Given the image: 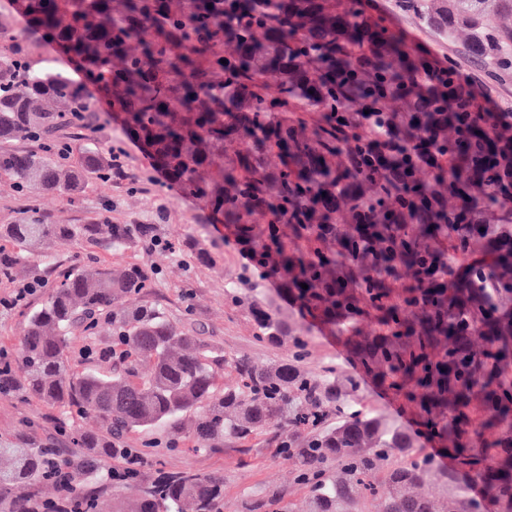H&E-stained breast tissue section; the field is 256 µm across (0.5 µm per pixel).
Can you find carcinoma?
Segmentation results:
<instances>
[{"instance_id":"cac0c4a2","label":"carcinoma","mask_w":512,"mask_h":512,"mask_svg":"<svg viewBox=\"0 0 512 512\" xmlns=\"http://www.w3.org/2000/svg\"><path fill=\"white\" fill-rule=\"evenodd\" d=\"M498 4V24L482 16ZM28 26L55 44L84 74L76 84L63 70H34L6 46L0 27V142L37 140L39 149H0V173L17 187L79 193L90 178L110 175L112 147L88 146L74 164L54 153L58 131L99 126L91 99L115 104L122 126L166 181L179 186L230 226L249 261L225 299L246 312L261 343L286 346L285 361L259 365L224 358L235 381L217 388L214 365L198 339L174 326L157 305L129 308L123 299L155 286L152 268L119 269L99 262L53 263L55 284L30 310L19 349V375L9 391L68 413H94L100 433L79 432L77 456L38 443L0 440V512H45L50 503L24 490L66 467L78 479L84 512H96L91 483L109 479L104 462L132 455L118 447L131 433L187 429L197 449L226 437L247 441L266 429L280 451L296 458L308 486L307 512H359L389 494L380 512H468L469 485L485 491V512H512V240L478 238L464 229L448 242V221L461 220L476 200L472 180L500 185L512 208V181L502 177L512 145L488 140L485 123L453 94L418 97L452 131L421 125L383 146L348 121L356 91L347 67L371 70L382 84L417 94L426 55L405 44L362 0H18ZM394 9L434 26L452 43L512 71V0H394ZM281 45L264 76L253 55ZM372 125H385L378 91L359 100ZM227 159L214 158L215 149ZM389 155H455L453 171L400 164ZM372 184L371 208L356 211L353 228L336 227L362 184ZM309 202L310 210L300 208ZM413 207L408 224L397 207ZM105 237L115 251L160 242L155 224H46L30 206L15 224L0 225V280L14 278L22 252L45 240ZM273 281L305 320L341 336L359 374L329 363L306 368L311 337L288 321L256 288ZM308 288H302V285ZM112 327V347L96 352L99 367L69 365L70 336L95 334L100 316ZM369 378L413 413L409 431L361 398ZM437 445L467 483L448 480L417 438ZM435 481L440 496L417 492ZM128 497L114 512H221L224 482L191 471L151 481L140 465L119 471Z\"/></svg>"}]
</instances>
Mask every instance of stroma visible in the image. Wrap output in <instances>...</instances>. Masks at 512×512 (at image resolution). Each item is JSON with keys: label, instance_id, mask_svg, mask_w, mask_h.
I'll return each instance as SVG.
<instances>
[{"label": "stroma", "instance_id": "1", "mask_svg": "<svg viewBox=\"0 0 512 512\" xmlns=\"http://www.w3.org/2000/svg\"><path fill=\"white\" fill-rule=\"evenodd\" d=\"M0 26L21 45L29 65L36 70L53 67L66 71L74 82H82L68 58L54 45L31 30L18 12L15 0H0ZM395 33H407L409 39L433 47L447 46L460 71L485 85L499 107L512 110V74L491 76L487 62L472 56L467 46L445 45L441 36L419 21L392 13ZM71 154L96 142L120 144L129 154L131 178L122 183L91 180L78 199L61 193H44L37 199L39 213L49 224H88L108 217L115 224H155L162 237L185 244V251L170 252L160 248L144 249L137 244L121 252L113 251L107 240L87 242L81 239L54 241L40 253L28 254L18 277L19 282L40 278L52 282L51 257H65L79 262L94 256L105 264L143 262L161 271L155 288L142 296L145 304L162 306L171 322L180 330L195 335L208 350L232 357H246L259 364L287 359V348L261 345L253 339V329L245 314L224 301V288L247 257L241 248L227 241L222 223L214 221L198 199L183 194L167 184L138 143L126 135L116 119L93 130L70 126L57 134ZM207 249L209 263L193 258V246ZM313 338L308 366L320 370L328 362L352 370L346 345L334 333L319 326H309ZM101 420L95 416H72L52 409L36 399L0 394V437L28 434L41 443H53L66 453L75 447L68 433L72 430L97 432ZM152 441L142 464L145 479L158 471H192L218 475L224 479V512H281L285 506L301 507L308 489L297 479L296 460L281 456L275 430H268L243 443L232 438L211 449L199 451L187 435L174 429H159L152 434H130L125 445L141 447Z\"/></svg>", "mask_w": 512, "mask_h": 512}]
</instances>
